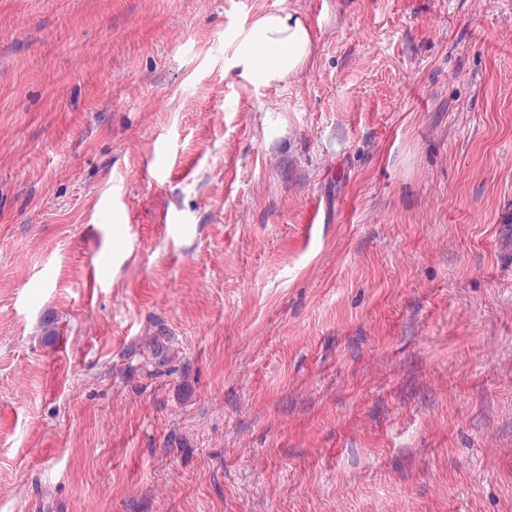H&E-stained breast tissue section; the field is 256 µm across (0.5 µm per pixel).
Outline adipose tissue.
<instances>
[{"label":"adipose tissue","mask_w":512,"mask_h":512,"mask_svg":"<svg viewBox=\"0 0 512 512\" xmlns=\"http://www.w3.org/2000/svg\"><path fill=\"white\" fill-rule=\"evenodd\" d=\"M224 70L260 89L287 81L311 53L307 26L297 12L283 9L257 18L228 43Z\"/></svg>","instance_id":"obj_1"}]
</instances>
